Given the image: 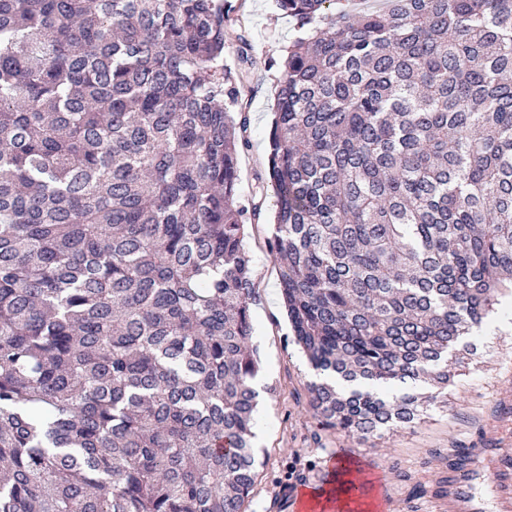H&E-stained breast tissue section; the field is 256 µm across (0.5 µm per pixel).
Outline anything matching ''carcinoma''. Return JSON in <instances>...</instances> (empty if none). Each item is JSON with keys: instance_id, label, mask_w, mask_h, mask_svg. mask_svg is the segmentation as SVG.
Returning <instances> with one entry per match:
<instances>
[{"instance_id": "obj_1", "label": "carcinoma", "mask_w": 512, "mask_h": 512, "mask_svg": "<svg viewBox=\"0 0 512 512\" xmlns=\"http://www.w3.org/2000/svg\"><path fill=\"white\" fill-rule=\"evenodd\" d=\"M270 182L224 0H0V512H248V221L324 425L413 422L512 293V0H274Z\"/></svg>"}]
</instances>
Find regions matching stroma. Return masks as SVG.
<instances>
[{"label":"stroma","mask_w":512,"mask_h":512,"mask_svg":"<svg viewBox=\"0 0 512 512\" xmlns=\"http://www.w3.org/2000/svg\"><path fill=\"white\" fill-rule=\"evenodd\" d=\"M238 13L224 24V64L237 66L241 27L251 31L254 56L251 93L239 104L249 114L247 150L238 160L239 191L250 198L257 176L267 173L280 60L295 37L293 20L274 0H233ZM275 198L267 196L261 214L247 228L246 248L253 259L256 301L252 306L261 371L257 419L263 433L253 440L258 477L249 512H274L275 489L289 476L302 479L328 468L337 455L363 456L382 469L399 494V512H434L430 490L448 470V453L495 448L512 434V297L501 298L476 352L458 351L448 373V387L430 401L432 385H418L426 395L418 418L381 435L361 438L322 425L311 407L310 384L316 375L294 332L283 304L279 267L270 252V221Z\"/></svg>","instance_id":"35a3bbf8"}]
</instances>
